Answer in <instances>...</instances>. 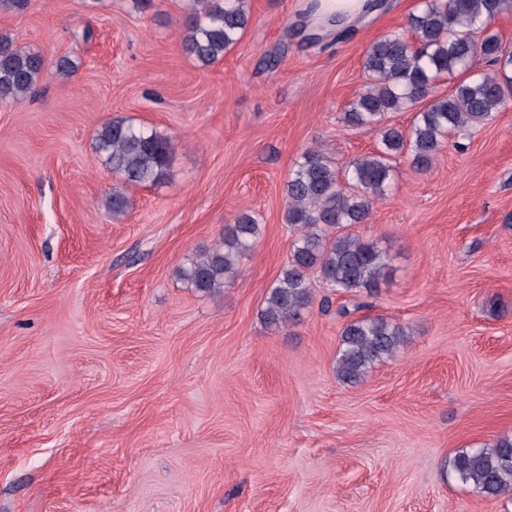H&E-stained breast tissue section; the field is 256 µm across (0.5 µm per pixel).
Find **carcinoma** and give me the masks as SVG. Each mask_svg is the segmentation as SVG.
<instances>
[{
	"label": "carcinoma",
	"instance_id": "carcinoma-1",
	"mask_svg": "<svg viewBox=\"0 0 512 512\" xmlns=\"http://www.w3.org/2000/svg\"><path fill=\"white\" fill-rule=\"evenodd\" d=\"M505 0H419L409 18L414 38L394 31L367 50L364 69L370 83L349 105L344 121L380 133L376 151L350 162L341 187L336 167L320 149L304 151L286 184V223L295 230L288 259L268 289L262 317L275 328L294 325L313 303L309 271L319 270L326 286L338 294L372 288L384 274L387 251L348 234H336L363 224L391 186L389 160L408 153L418 169L430 167L443 149L448 133L484 125L494 118L512 91V50L491 32L492 19ZM191 20L184 33L183 52L204 65L216 63L235 48L250 21L249 0H190ZM499 66L494 73L464 77L476 58ZM72 60L53 62L39 51L24 49L0 33V103L15 102L30 93L51 72L72 74ZM461 77L446 96L434 95L442 76ZM430 97L419 105V97ZM414 112L406 130L386 124L392 112ZM96 148L124 184L153 186L167 174L172 152L168 138L154 129L124 119L101 125ZM112 219L127 212L121 189L106 201ZM257 220L242 213L224 227V237L208 252L179 270L201 293L224 287L235 275L239 258L253 249L260 236ZM408 336L407 328L382 317L353 320L341 333L336 378L346 384L363 380L375 365L392 357ZM450 473L485 497L512 490V438L490 447L466 448L449 461Z\"/></svg>",
	"mask_w": 512,
	"mask_h": 512
}]
</instances>
